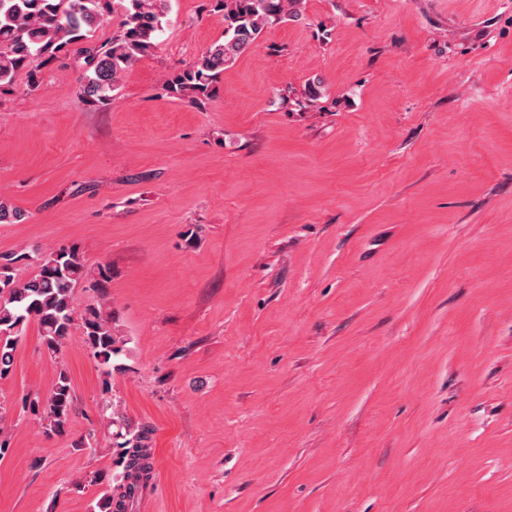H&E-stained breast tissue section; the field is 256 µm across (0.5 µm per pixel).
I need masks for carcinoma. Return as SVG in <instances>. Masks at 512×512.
I'll use <instances>...</instances> for the list:
<instances>
[{"mask_svg":"<svg viewBox=\"0 0 512 512\" xmlns=\"http://www.w3.org/2000/svg\"><path fill=\"white\" fill-rule=\"evenodd\" d=\"M119 2V30L103 42L91 32L107 22ZM171 0H0V87L14 84L25 73L28 90L41 86L42 69L73 58L82 70L78 97L89 106H106L115 100L122 77L141 58L153 51ZM210 8L224 16V39L211 44L189 66L164 82L166 93L201 105L211 98L214 84L226 66L247 52L270 26L299 22L304 18L303 0H210ZM25 211L0 199V224L27 220ZM34 263L37 273L27 279L18 274L19 263ZM109 268L98 266L90 276L84 256L75 246L44 253L39 249L0 255V379L7 377L14 351L29 321L37 322L41 343L50 359L58 357L70 335L76 313L75 289L87 282L100 302L87 305L80 314L83 336L93 356L112 373L113 359L121 351L112 326V310L106 306ZM30 411L39 417L44 432L63 435L71 428L74 394L69 373L63 367L49 393L34 394ZM101 412L115 427L117 465L135 479L123 498L132 503L140 480L150 478L151 464L141 449L150 447L153 429L133 427L105 398Z\"/></svg>","mask_w":512,"mask_h":512,"instance_id":"obj_1","label":"carcinoma"}]
</instances>
